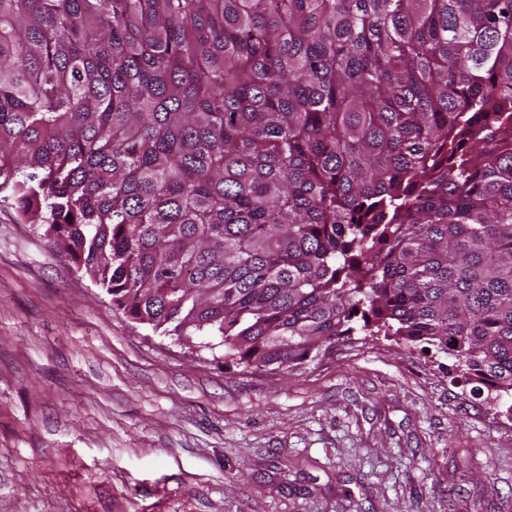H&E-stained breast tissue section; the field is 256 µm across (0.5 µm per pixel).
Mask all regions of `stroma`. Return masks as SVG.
I'll use <instances>...</instances> for the list:
<instances>
[{"instance_id": "obj_1", "label": "stroma", "mask_w": 512, "mask_h": 512, "mask_svg": "<svg viewBox=\"0 0 512 512\" xmlns=\"http://www.w3.org/2000/svg\"><path fill=\"white\" fill-rule=\"evenodd\" d=\"M357 330L251 370L128 319L0 197V512H512V420Z\"/></svg>"}]
</instances>
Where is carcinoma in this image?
<instances>
[{
	"mask_svg": "<svg viewBox=\"0 0 512 512\" xmlns=\"http://www.w3.org/2000/svg\"><path fill=\"white\" fill-rule=\"evenodd\" d=\"M512 0H0V193L138 324L353 323L512 398Z\"/></svg>",
	"mask_w": 512,
	"mask_h": 512,
	"instance_id": "cac0c4a2",
	"label": "carcinoma"
}]
</instances>
